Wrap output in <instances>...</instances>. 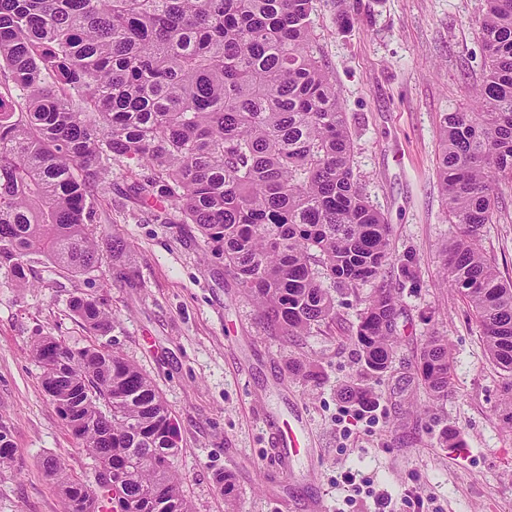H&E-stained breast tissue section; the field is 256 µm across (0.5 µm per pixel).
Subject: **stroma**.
Masks as SVG:
<instances>
[{"mask_svg": "<svg viewBox=\"0 0 512 512\" xmlns=\"http://www.w3.org/2000/svg\"><path fill=\"white\" fill-rule=\"evenodd\" d=\"M354 23L336 22V0H318L316 55L331 73L353 135V165L391 226L396 255L414 253V280L400 291L398 343L388 369L368 374L354 345L358 291L336 289V319L310 336L270 335L251 298L191 224H164L163 203H133L128 173L113 164L112 191L97 207L101 227L130 242L74 278L40 256L29 284L0 267V426L16 449L0 467V512H63L44 469L62 457L87 487L95 464L45 393L32 343L55 336L78 349L89 334L72 296L104 299L115 320L103 344L137 364L172 410L174 468L193 512H512V427L500 416L507 377L490 360L472 312L442 283V251L456 233L445 218L436 175L442 113L471 106L486 59L479 38L483 0H347ZM482 247L512 280V191L498 199ZM130 273L122 281L116 270ZM448 340V395L433 398L418 366L427 337ZM309 360L316 375L288 371ZM360 384L376 410L364 417L340 399ZM303 414L311 457L284 459L274 420ZM453 432L461 445L446 447ZM230 475L233 492L216 483Z\"/></svg>", "mask_w": 512, "mask_h": 512, "instance_id": "obj_1", "label": "stroma"}]
</instances>
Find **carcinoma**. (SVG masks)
Segmentation results:
<instances>
[{"instance_id":"carcinoma-1","label":"carcinoma","mask_w":512,"mask_h":512,"mask_svg":"<svg viewBox=\"0 0 512 512\" xmlns=\"http://www.w3.org/2000/svg\"><path fill=\"white\" fill-rule=\"evenodd\" d=\"M316 0H0V266L25 280L38 254L78 276L106 253L95 203L112 163L134 173L141 204L194 224L276 336H308L336 316L321 277L374 285L354 333L367 370H387L401 302L385 280L414 276L391 226L352 165L336 87L315 51ZM485 80L472 111L444 112L437 177L459 233L443 251L446 280L471 308L494 364L508 373L512 425V280L483 252L499 194L512 189V0H484ZM69 309L103 336L114 317L93 297ZM43 386L121 497L87 488L64 459L46 461L64 512H191L173 470L175 418L153 381L109 347L33 345ZM448 340L431 336L419 373L448 394ZM16 449L0 431V465Z\"/></svg>"}]
</instances>
